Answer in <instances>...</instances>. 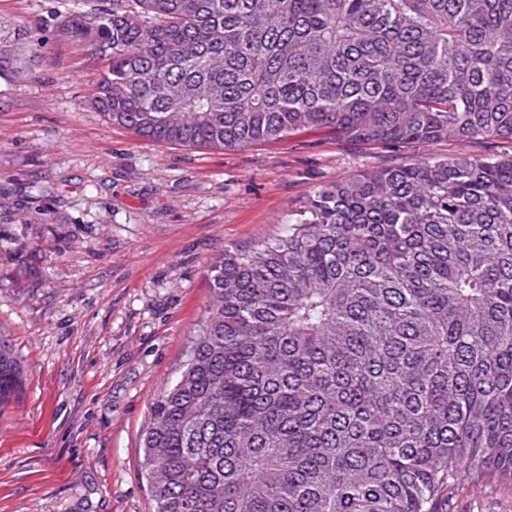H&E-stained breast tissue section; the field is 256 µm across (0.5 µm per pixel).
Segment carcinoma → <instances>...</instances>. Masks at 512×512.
I'll use <instances>...</instances> for the list:
<instances>
[{
	"mask_svg": "<svg viewBox=\"0 0 512 512\" xmlns=\"http://www.w3.org/2000/svg\"><path fill=\"white\" fill-rule=\"evenodd\" d=\"M92 104L159 143L512 140V0H112ZM143 438L154 512H442L512 488V155L320 189L226 251ZM20 385L0 335V405ZM449 512H512L511 490L494 482L462 483L448 503Z\"/></svg>",
	"mask_w": 512,
	"mask_h": 512,
	"instance_id": "1",
	"label": "carcinoma"
}]
</instances>
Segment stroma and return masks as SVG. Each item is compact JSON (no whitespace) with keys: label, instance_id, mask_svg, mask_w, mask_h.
Here are the masks:
<instances>
[{"label":"stroma","instance_id":"obj_1","mask_svg":"<svg viewBox=\"0 0 512 512\" xmlns=\"http://www.w3.org/2000/svg\"><path fill=\"white\" fill-rule=\"evenodd\" d=\"M112 0H0V333L23 370L0 408V512H153V402L179 377L224 251L281 235L321 188L512 140L391 152L328 132L243 150L160 144L90 103L102 63L75 21ZM449 512H512L461 484Z\"/></svg>","mask_w":512,"mask_h":512}]
</instances>
